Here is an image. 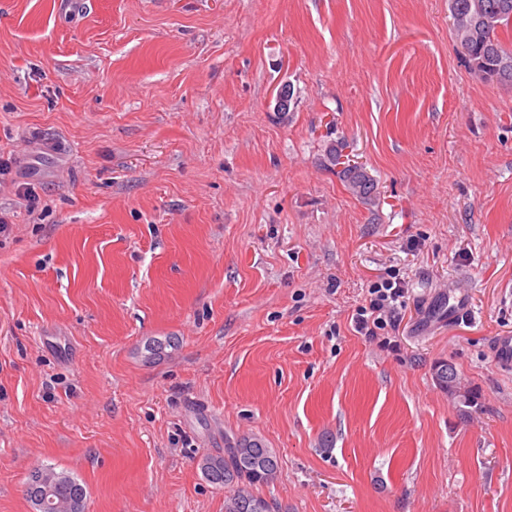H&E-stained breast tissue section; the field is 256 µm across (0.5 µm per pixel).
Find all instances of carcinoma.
I'll list each match as a JSON object with an SVG mask.
<instances>
[{"instance_id": "obj_1", "label": "carcinoma", "mask_w": 512, "mask_h": 512, "mask_svg": "<svg viewBox=\"0 0 512 512\" xmlns=\"http://www.w3.org/2000/svg\"><path fill=\"white\" fill-rule=\"evenodd\" d=\"M449 9L467 19L455 29L457 40L471 68L485 81L512 84V49L498 38V30L512 24V0H449ZM343 143H331L325 149L323 163L331 168L347 190L366 203L376 198L377 184L365 168L346 165L338 168ZM437 385L463 407L477 404V395L458 386V373L446 361L433 367ZM205 479L218 489L229 490L224 512H273L270 501L256 496L250 488L270 485L278 477L279 464L272 449L257 437L224 436V454H205L198 460ZM61 481L52 486L53 501L43 512H72L70 504L80 503L85 512L87 491L83 483L64 470L48 464L38 465Z\"/></svg>"}]
</instances>
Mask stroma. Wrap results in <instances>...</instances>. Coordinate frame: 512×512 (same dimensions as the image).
Here are the masks:
<instances>
[{
  "label": "stroma",
  "instance_id": "obj_1",
  "mask_svg": "<svg viewBox=\"0 0 512 512\" xmlns=\"http://www.w3.org/2000/svg\"><path fill=\"white\" fill-rule=\"evenodd\" d=\"M65 5L0 0V512L42 463L87 512H224L198 459L228 434L275 451L279 512H512V84L448 0ZM394 276V329L359 335ZM458 285L472 318L421 333ZM344 147L345 144L342 142L340 144L330 143L325 149L323 163L336 173V176L353 196L371 204L376 198L377 184L366 169L359 165L349 164L341 169L337 168L340 164V152ZM400 282L383 278L368 288L365 304L359 306L352 316L357 333L369 338L378 336V330L395 326L397 301L403 297ZM433 378L437 385L457 400L461 411L467 412L464 408L473 407L477 404V395L471 391H461L458 386V373L448 361L437 362L433 367Z\"/></svg>",
  "mask_w": 512,
  "mask_h": 512
}]
</instances>
